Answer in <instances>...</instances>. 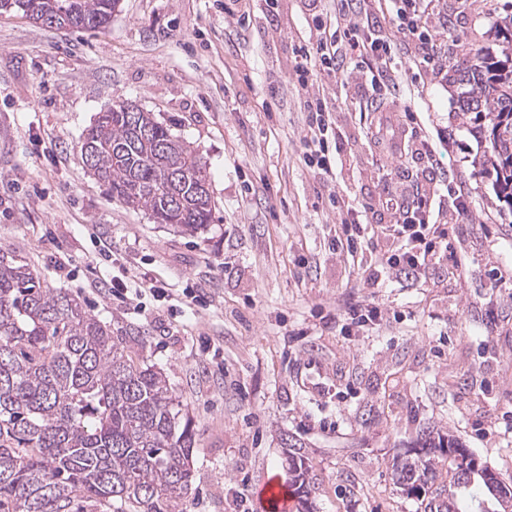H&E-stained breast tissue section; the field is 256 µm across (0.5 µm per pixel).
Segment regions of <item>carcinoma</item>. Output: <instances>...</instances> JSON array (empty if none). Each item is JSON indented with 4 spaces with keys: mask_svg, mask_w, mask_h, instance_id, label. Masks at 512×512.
Listing matches in <instances>:
<instances>
[{
    "mask_svg": "<svg viewBox=\"0 0 512 512\" xmlns=\"http://www.w3.org/2000/svg\"><path fill=\"white\" fill-rule=\"evenodd\" d=\"M120 0H0V14L33 20L65 14L78 30L106 27ZM503 59L478 50L450 67L462 86L458 112L488 133L482 164L512 202V40ZM81 155L112 198L155 222L194 234L213 217L198 186L201 158L170 129L130 103L97 113ZM196 433L167 377L134 360L107 323L75 296L44 284L29 263L0 248V512H180L192 492ZM465 445L432 427L392 457L396 484L426 493L425 512H469L460 483ZM449 488L438 485L445 466ZM288 486L302 512L316 490L304 452L289 455Z\"/></svg>",
    "mask_w": 512,
    "mask_h": 512,
    "instance_id": "obj_1",
    "label": "carcinoma"
}]
</instances>
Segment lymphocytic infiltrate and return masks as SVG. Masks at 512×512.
Returning a JSON list of instances; mask_svg holds the SVG:
<instances>
[{"mask_svg": "<svg viewBox=\"0 0 512 512\" xmlns=\"http://www.w3.org/2000/svg\"><path fill=\"white\" fill-rule=\"evenodd\" d=\"M426 0H336V16L341 24L328 30L322 17L314 22L321 35L315 44L301 47L291 73L292 80L308 87L313 79L335 76L346 57L367 60L364 77L365 95L382 99L391 90L392 50L390 37L378 34L370 22L377 14L393 8L411 57L432 71H442L443 48L428 34ZM311 113L304 137V164L319 175H332L340 156V145L328 136L334 123L326 99L318 94L307 101ZM430 200H421L415 208L401 212L399 220L382 225L384 237L393 242L384 253L379 268L365 269L360 281L368 288L379 287L384 275L395 273L419 282L441 259L442 247L448 246V230L433 221Z\"/></svg>", "mask_w": 512, "mask_h": 512, "instance_id": "obj_1", "label": "lymphocytic infiltrate"}]
</instances>
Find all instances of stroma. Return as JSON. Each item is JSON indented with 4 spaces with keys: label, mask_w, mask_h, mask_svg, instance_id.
Segmentation results:
<instances>
[{
    "label": "stroma",
    "mask_w": 512,
    "mask_h": 512,
    "mask_svg": "<svg viewBox=\"0 0 512 512\" xmlns=\"http://www.w3.org/2000/svg\"><path fill=\"white\" fill-rule=\"evenodd\" d=\"M431 0L430 33L448 60L497 48L512 0ZM121 0L101 31L50 28L0 15V247L51 288L125 337L161 368L197 430L185 512H260L270 483L285 485L290 445L318 484L315 512H424L392 481L390 460L419 429L458 436L512 482V207L479 170L488 143L458 114L447 74L403 51L382 111L364 112L344 60L320 85L341 159L332 181L304 164L308 113L289 74L316 41L313 14L334 0ZM130 102L189 143L209 176L213 220L189 234L121 204L85 166L79 141L98 112ZM417 112L408 121L406 110ZM452 139L434 162L388 157L393 134ZM435 187L453 257L426 281L390 276L359 288L388 243L390 197ZM472 199L468 218L453 190ZM365 210L354 257L331 241L338 213ZM114 280L139 286L123 302L86 271L98 251ZM374 296L380 326L334 320Z\"/></svg>",
    "instance_id": "1"
}]
</instances>
